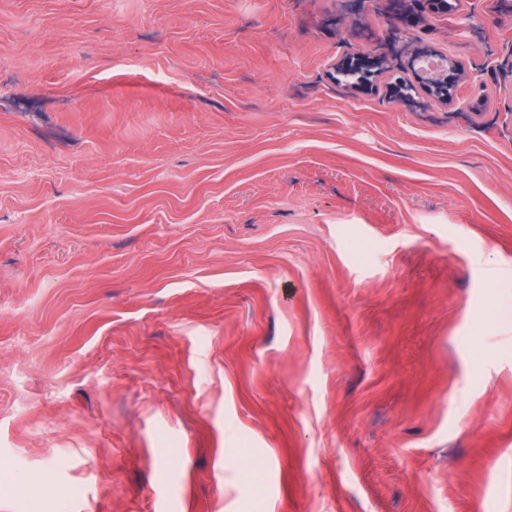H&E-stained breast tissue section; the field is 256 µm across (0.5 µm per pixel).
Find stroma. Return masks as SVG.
<instances>
[{
	"mask_svg": "<svg viewBox=\"0 0 512 512\" xmlns=\"http://www.w3.org/2000/svg\"><path fill=\"white\" fill-rule=\"evenodd\" d=\"M411 107L337 0H0V512H512V14Z\"/></svg>",
	"mask_w": 512,
	"mask_h": 512,
	"instance_id": "1",
	"label": "stroma"
}]
</instances>
